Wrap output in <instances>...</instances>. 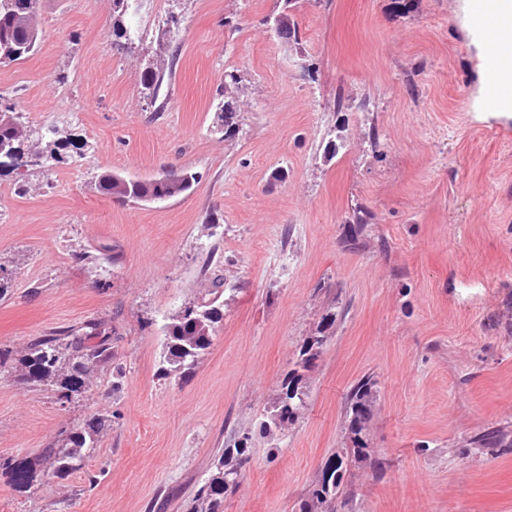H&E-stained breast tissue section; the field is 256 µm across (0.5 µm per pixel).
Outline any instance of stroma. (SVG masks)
<instances>
[{
    "mask_svg": "<svg viewBox=\"0 0 512 512\" xmlns=\"http://www.w3.org/2000/svg\"><path fill=\"white\" fill-rule=\"evenodd\" d=\"M285 8L300 44L270 28ZM115 16L113 0H38L36 52L0 66V103L82 146L26 170L28 192L0 177V348L102 320L125 372L119 393L102 375L63 403L0 370V461L36 472L21 492L0 470V512H192L246 431L251 460L224 512H300L350 445L347 396L367 376L376 418L341 512H512V449L470 443L512 439V112L482 107L466 0H145L126 49ZM160 59L154 96L142 76ZM171 167L198 181L164 202L94 186ZM358 206L374 216L362 230ZM216 274L211 347L186 380L162 377L167 317ZM321 330L306 410L259 436ZM97 413L112 426L94 453L53 477L45 448ZM230 79L232 84L238 83V78L230 74ZM224 85V102L218 104V110H219V116L220 120L223 122V127H227V129L224 131L225 135H228L229 137L233 136V132L236 130V119L238 117L237 111H238V104L236 99L230 95L227 91V86H230V84Z\"/></svg>",
    "mask_w": 512,
    "mask_h": 512,
    "instance_id": "obj_1",
    "label": "stroma"
}]
</instances>
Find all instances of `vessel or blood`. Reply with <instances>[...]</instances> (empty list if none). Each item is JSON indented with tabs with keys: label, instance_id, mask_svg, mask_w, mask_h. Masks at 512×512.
Returning a JSON list of instances; mask_svg holds the SVG:
<instances>
[{
	"label": "vessel or blood",
	"instance_id": "1",
	"mask_svg": "<svg viewBox=\"0 0 512 512\" xmlns=\"http://www.w3.org/2000/svg\"><path fill=\"white\" fill-rule=\"evenodd\" d=\"M468 18L489 61L482 105L495 111L512 98V0L498 13L488 10L486 0H469Z\"/></svg>",
	"mask_w": 512,
	"mask_h": 512
}]
</instances>
